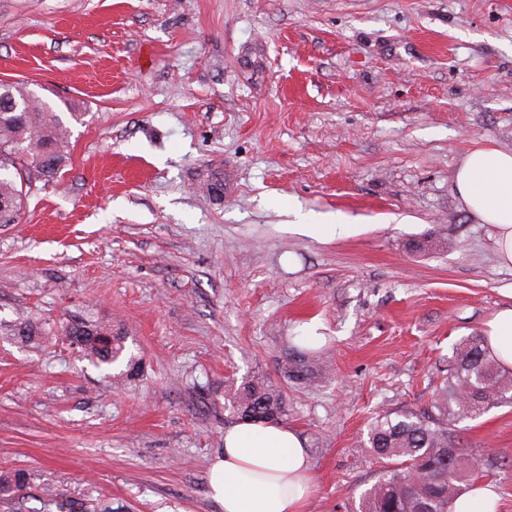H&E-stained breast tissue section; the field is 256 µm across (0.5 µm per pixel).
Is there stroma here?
<instances>
[{"label": "stroma", "mask_w": 512, "mask_h": 512, "mask_svg": "<svg viewBox=\"0 0 512 512\" xmlns=\"http://www.w3.org/2000/svg\"><path fill=\"white\" fill-rule=\"evenodd\" d=\"M1 81L69 147L0 226V320L50 333L0 335V472L29 478L0 512H220L224 385L282 383L311 322L305 512H356L370 423L427 407L512 292L454 185L471 147L512 152V0H0ZM298 207L362 231L291 233ZM429 236L456 245L410 251ZM75 317L126 336L135 380L68 346ZM454 429L512 512V401ZM0 329L1 332L3 329L6 330L9 336H18L21 341L33 345L39 343L41 336H45L41 327L27 319L16 321L5 328L2 321H0Z\"/></svg>", "instance_id": "stroma-1"}]
</instances>
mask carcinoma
<instances>
[{
	"mask_svg": "<svg viewBox=\"0 0 512 512\" xmlns=\"http://www.w3.org/2000/svg\"><path fill=\"white\" fill-rule=\"evenodd\" d=\"M67 135L47 102L23 86L0 88V224L15 223L27 197L25 174L50 180L62 171ZM0 329L33 345L44 335L27 319L6 327L0 323ZM63 335L70 347L99 367L124 358V337L109 325L78 319L64 326ZM301 356L296 349L282 365L284 377L300 384L313 375ZM509 393L512 375L500 370L484 339H462L453 348L448 376L426 409L372 422L367 444L382 466L377 481L363 494L359 512H450L475 473L463 464L453 426L481 415ZM224 412L227 421L280 422L288 417V401L280 386L256 373L224 390ZM27 485L21 472L0 473L1 497H14Z\"/></svg>",
	"mask_w": 512,
	"mask_h": 512,
	"instance_id": "cac0c4a2",
	"label": "carcinoma"
}]
</instances>
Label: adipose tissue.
I'll list each match as a JSON object with an SVG mask.
<instances>
[{
    "instance_id": "1",
    "label": "adipose tissue",
    "mask_w": 512,
    "mask_h": 512,
    "mask_svg": "<svg viewBox=\"0 0 512 512\" xmlns=\"http://www.w3.org/2000/svg\"><path fill=\"white\" fill-rule=\"evenodd\" d=\"M461 204L494 230L496 258L512 267V152L474 146L454 175ZM483 334L500 367L512 369V299ZM209 495L222 512H303L314 486L304 439L279 423L240 422L224 432V448L208 471Z\"/></svg>"
}]
</instances>
